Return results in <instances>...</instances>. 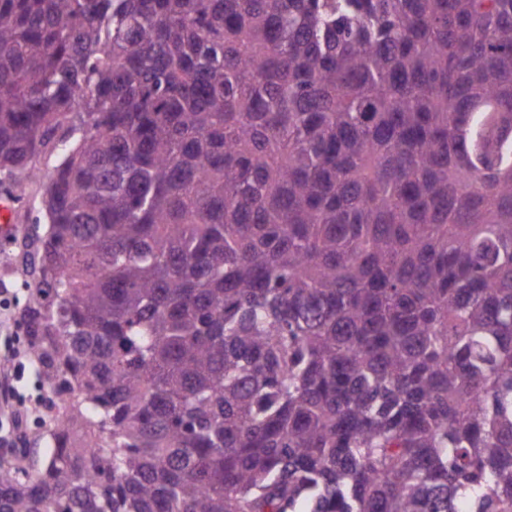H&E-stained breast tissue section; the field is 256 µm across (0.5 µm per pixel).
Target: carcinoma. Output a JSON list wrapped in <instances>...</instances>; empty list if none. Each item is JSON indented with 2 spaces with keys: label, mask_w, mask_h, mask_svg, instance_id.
<instances>
[{
  "label": "carcinoma",
  "mask_w": 512,
  "mask_h": 512,
  "mask_svg": "<svg viewBox=\"0 0 512 512\" xmlns=\"http://www.w3.org/2000/svg\"><path fill=\"white\" fill-rule=\"evenodd\" d=\"M0 167V512H512V0H0ZM15 178L7 171L0 172V200H13L10 224L3 232L1 223H9L11 208L9 201L1 200L0 205V371L5 368L13 374L17 369L18 373L9 399V417L1 416L0 398V461L6 450L12 452L23 442L29 448L30 461L36 465L49 448V419L54 410L45 406L42 374L28 353L20 322L29 299V286L40 276L39 238L45 235L48 220L41 206L43 184L27 182L21 196ZM14 419L22 421L18 431L13 428Z\"/></svg>",
  "instance_id": "carcinoma-1"
}]
</instances>
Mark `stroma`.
Returning <instances> with one entry per match:
<instances>
[{
	"label": "stroma",
	"instance_id": "obj_1",
	"mask_svg": "<svg viewBox=\"0 0 512 512\" xmlns=\"http://www.w3.org/2000/svg\"><path fill=\"white\" fill-rule=\"evenodd\" d=\"M42 195L41 182L27 183L20 193L14 175L0 172V199L13 200L9 227L0 231V369L18 374L9 399L11 414L0 415V456L23 446L35 464L47 448L51 412L44 403L39 366L27 350L21 313L39 278V239L48 225Z\"/></svg>",
	"mask_w": 512,
	"mask_h": 512
}]
</instances>
